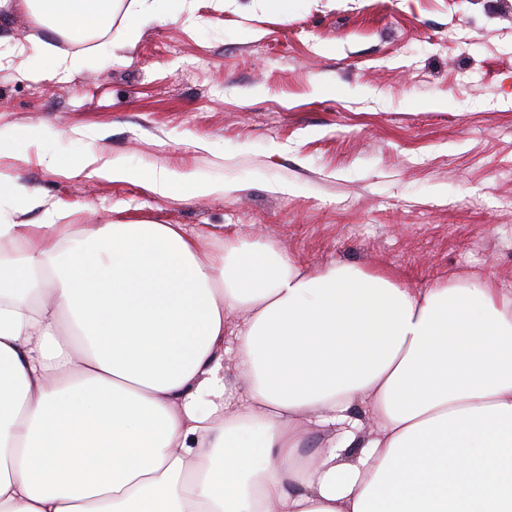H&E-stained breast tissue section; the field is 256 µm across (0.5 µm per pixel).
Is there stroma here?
<instances>
[{"label": "stroma", "instance_id": "35a3bbf8", "mask_svg": "<svg viewBox=\"0 0 512 512\" xmlns=\"http://www.w3.org/2000/svg\"><path fill=\"white\" fill-rule=\"evenodd\" d=\"M71 72L0 69V137L20 182L75 210L223 229L304 266L385 269L411 287L491 280L512 299V0H193L177 20L70 39L0 10ZM50 136L31 141L30 131ZM223 185L198 198L68 176L88 151ZM41 59L46 72L73 71L78 66V57L66 52L58 51L51 45H44Z\"/></svg>", "mask_w": 512, "mask_h": 512}]
</instances>
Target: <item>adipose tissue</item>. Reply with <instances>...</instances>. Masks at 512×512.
<instances>
[{"label":"adipose tissue","instance_id":"obj_1","mask_svg":"<svg viewBox=\"0 0 512 512\" xmlns=\"http://www.w3.org/2000/svg\"><path fill=\"white\" fill-rule=\"evenodd\" d=\"M157 2L0 7L130 38ZM73 173L175 185L93 152ZM73 213L0 170V512H512V300L490 280L413 288ZM307 419L328 440L305 461Z\"/></svg>","mask_w":512,"mask_h":512}]
</instances>
